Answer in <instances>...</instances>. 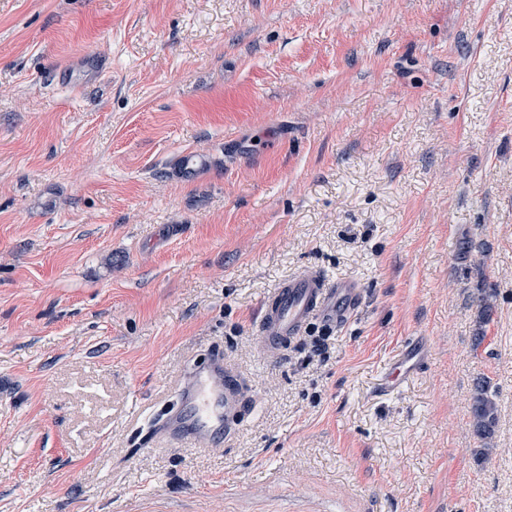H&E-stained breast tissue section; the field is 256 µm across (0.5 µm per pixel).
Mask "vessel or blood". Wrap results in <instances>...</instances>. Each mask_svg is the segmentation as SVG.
Masks as SVG:
<instances>
[{
    "label": "vessel or blood",
    "mask_w": 512,
    "mask_h": 512,
    "mask_svg": "<svg viewBox=\"0 0 512 512\" xmlns=\"http://www.w3.org/2000/svg\"><path fill=\"white\" fill-rule=\"evenodd\" d=\"M359 296L358 285L350 280L329 284L316 271L290 279L262 309L260 332L269 354H278L301 333L316 315L333 318L349 311ZM422 352L417 344L407 345L391 365L390 387L399 386L417 368ZM240 407L236 375L222 357L206 366L191 365L179 385V407L162 423V431L172 438L189 434L204 440L231 438L234 418Z\"/></svg>",
    "instance_id": "vessel-or-blood-1"
}]
</instances>
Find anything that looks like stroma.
Listing matches in <instances>:
<instances>
[{
  "mask_svg": "<svg viewBox=\"0 0 512 512\" xmlns=\"http://www.w3.org/2000/svg\"><path fill=\"white\" fill-rule=\"evenodd\" d=\"M214 353L236 434H158ZM0 512H512V0H0ZM358 296L355 282L337 280L336 285H330L317 271L303 272L290 279L263 306L260 332L266 340V351L277 355L314 315L327 318L343 315ZM422 360V351L417 344L407 345L391 364L386 377L391 388L399 386L417 368ZM472 427L477 437L491 440L497 423V406L487 396L483 386H478L472 397Z\"/></svg>",
  "mask_w": 512,
  "mask_h": 512,
  "instance_id": "35a3bbf8",
  "label": "stroma"
}]
</instances>
